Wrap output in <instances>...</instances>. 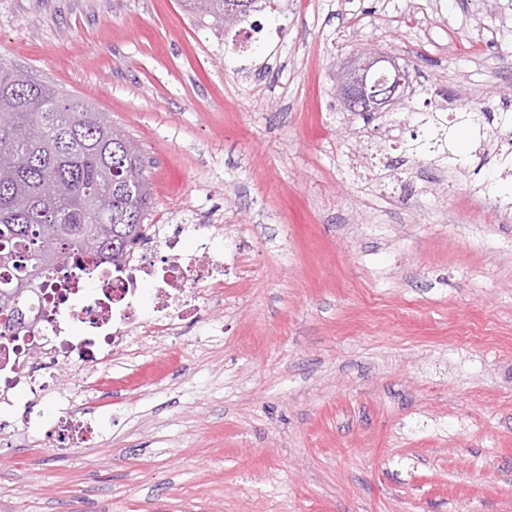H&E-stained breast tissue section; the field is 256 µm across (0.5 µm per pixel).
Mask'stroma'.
I'll return each mask as SVG.
<instances>
[{
    "instance_id": "35a3bbf8",
    "label": "stroma",
    "mask_w": 512,
    "mask_h": 512,
    "mask_svg": "<svg viewBox=\"0 0 512 512\" xmlns=\"http://www.w3.org/2000/svg\"><path fill=\"white\" fill-rule=\"evenodd\" d=\"M414 67L390 116L337 68ZM91 102L141 149L152 224H212L224 301L91 441L0 442V512H512V0H273L227 28L182 0H0V65ZM486 106L447 160L411 112Z\"/></svg>"
}]
</instances>
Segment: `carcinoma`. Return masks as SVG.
Instances as JSON below:
<instances>
[{"instance_id":"carcinoma-1","label":"carcinoma","mask_w":512,"mask_h":512,"mask_svg":"<svg viewBox=\"0 0 512 512\" xmlns=\"http://www.w3.org/2000/svg\"><path fill=\"white\" fill-rule=\"evenodd\" d=\"M187 10L218 24L237 22V0H184ZM427 138L415 156L448 157V126L432 112L412 113ZM490 113L473 105L455 116L472 128ZM42 129L29 140L28 128ZM55 195L40 194L45 180ZM152 188L140 150L89 101L67 97L15 68L0 66V342L20 333L22 295L51 273L83 272L94 256L121 269L146 237Z\"/></svg>"}]
</instances>
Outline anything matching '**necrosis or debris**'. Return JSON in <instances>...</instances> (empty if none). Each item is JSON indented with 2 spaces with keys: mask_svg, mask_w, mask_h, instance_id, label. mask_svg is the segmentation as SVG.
Instances as JSON below:
<instances>
[{
  "mask_svg": "<svg viewBox=\"0 0 512 512\" xmlns=\"http://www.w3.org/2000/svg\"><path fill=\"white\" fill-rule=\"evenodd\" d=\"M198 239L195 253H185L180 233L167 225H152L136 254L122 271L103 265L95 269L97 286L77 285L58 294L53 283L37 286L32 298L38 321L30 336H20L0 346V411L21 408L25 417L15 425L0 420V441L31 427L34 408L46 395L61 404L59 425L69 434L72 446L88 442L92 421L84 405L72 393L61 390L57 374L65 369L76 384L99 382L112 368V356L124 351L134 359L146 344L177 334L187 317H205L214 303L224 299V261L210 248L209 228L192 227ZM164 252L162 265H155L149 251ZM153 285L154 316L143 321L137 306L144 282Z\"/></svg>",
  "mask_w": 512,
  "mask_h": 512,
  "instance_id": "necrosis-or-debris-1",
  "label": "necrosis or debris"
}]
</instances>
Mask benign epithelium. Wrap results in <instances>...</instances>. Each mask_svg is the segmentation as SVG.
<instances>
[{
    "mask_svg": "<svg viewBox=\"0 0 512 512\" xmlns=\"http://www.w3.org/2000/svg\"><path fill=\"white\" fill-rule=\"evenodd\" d=\"M337 95L355 111L381 108L403 96L409 85V65L378 52H364L339 74Z\"/></svg>",
    "mask_w": 512,
    "mask_h": 512,
    "instance_id": "benign-epithelium-1",
    "label": "benign epithelium"
}]
</instances>
